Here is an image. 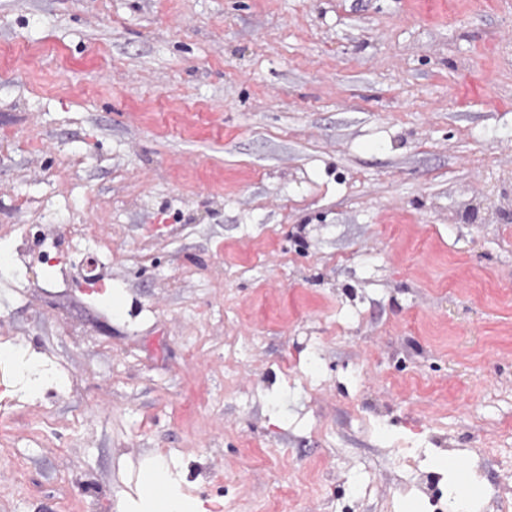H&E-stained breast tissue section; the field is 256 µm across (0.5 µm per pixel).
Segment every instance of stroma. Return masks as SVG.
I'll return each mask as SVG.
<instances>
[{"mask_svg":"<svg viewBox=\"0 0 512 512\" xmlns=\"http://www.w3.org/2000/svg\"><path fill=\"white\" fill-rule=\"evenodd\" d=\"M0 512H432L512 487V0H0ZM123 301L112 310L113 295ZM161 481L169 486V494L159 499L154 493V484ZM136 512H204L201 505L183 495L171 485V478L165 465L152 462L144 472L142 491Z\"/></svg>","mask_w":512,"mask_h":512,"instance_id":"1","label":"stroma"}]
</instances>
